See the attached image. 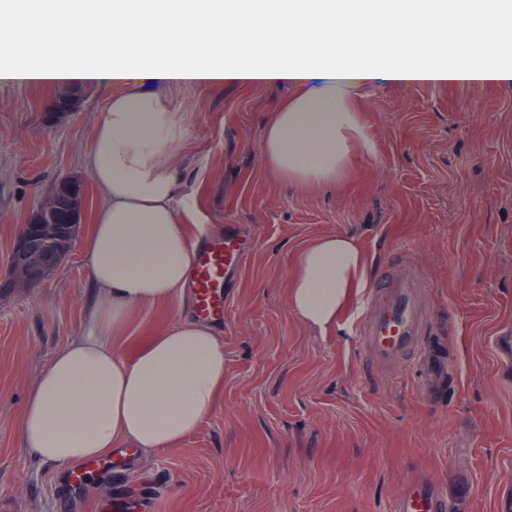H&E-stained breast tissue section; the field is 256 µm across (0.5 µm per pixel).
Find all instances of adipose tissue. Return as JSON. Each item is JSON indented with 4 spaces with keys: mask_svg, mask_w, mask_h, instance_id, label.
I'll list each match as a JSON object with an SVG mask.
<instances>
[{
    "mask_svg": "<svg viewBox=\"0 0 512 512\" xmlns=\"http://www.w3.org/2000/svg\"><path fill=\"white\" fill-rule=\"evenodd\" d=\"M346 17L350 36L329 40ZM412 22L410 34L397 25ZM59 20L49 61L10 63V31ZM272 38L246 51L244 34ZM156 32L140 44L142 31ZM512 81V0H39L0 19V82L122 86L96 125L87 168L103 195L81 240L95 299L84 333L40 373L23 406L24 444L61 465L116 448H172L211 416L224 390V342L180 314L133 353L118 339L136 313L183 302L195 247L177 204L183 115L151 84L288 82L270 113L265 167L310 193L345 181L375 142L358 94L404 87ZM370 258L351 234L320 235L296 254L287 303L309 331H335L368 285Z\"/></svg>",
    "mask_w": 512,
    "mask_h": 512,
    "instance_id": "ef3b65f1",
    "label": "adipose tissue"
}]
</instances>
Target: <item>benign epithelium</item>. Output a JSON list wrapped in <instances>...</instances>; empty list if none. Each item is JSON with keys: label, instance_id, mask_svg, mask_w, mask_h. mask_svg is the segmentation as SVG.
I'll return each instance as SVG.
<instances>
[{"label": "benign epithelium", "instance_id": "7a95c632", "mask_svg": "<svg viewBox=\"0 0 512 512\" xmlns=\"http://www.w3.org/2000/svg\"><path fill=\"white\" fill-rule=\"evenodd\" d=\"M57 235L54 224H22L14 239L7 274L0 286L29 289L43 284L62 261L52 246Z\"/></svg>", "mask_w": 512, "mask_h": 512}]
</instances>
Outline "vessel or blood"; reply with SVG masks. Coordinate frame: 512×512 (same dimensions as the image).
Masks as SVG:
<instances>
[{
	"mask_svg": "<svg viewBox=\"0 0 512 512\" xmlns=\"http://www.w3.org/2000/svg\"><path fill=\"white\" fill-rule=\"evenodd\" d=\"M244 237L234 227L204 239L195 249L190 288L195 312L202 318L224 316V294L231 273L237 269ZM425 283L405 265H395L374 281L364 295L354 331L371 365L395 373L412 369L418 394L428 401H442L448 390V354L433 345V329L422 294ZM503 376L512 375V328L500 330L493 339ZM130 455L82 463L67 470L64 479L80 490L91 474L131 465ZM448 498L430 479L416 478L394 503L392 512H447Z\"/></svg>",
	"mask_w": 512,
	"mask_h": 512,
	"instance_id": "b4317fda",
	"label": "vessel or blood"
}]
</instances>
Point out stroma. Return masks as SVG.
<instances>
[{
  "mask_svg": "<svg viewBox=\"0 0 512 512\" xmlns=\"http://www.w3.org/2000/svg\"><path fill=\"white\" fill-rule=\"evenodd\" d=\"M118 86L0 84V271L20 225L64 181L82 224L103 197L86 157ZM183 113L178 201L189 224H239L252 247L230 281L224 393L178 446L94 474L80 492L63 466L25 448L20 416L37 377L83 332L93 290L81 249L41 286L0 289V512H391L412 477L448 490L447 512H494L512 454V385L492 339L512 325V84L454 82L361 92L375 150L362 178L316 193L272 175L260 144L285 83L158 87ZM72 108L51 117L49 106ZM358 236L381 273L396 257L422 275L434 339L453 364L450 405L371 368L348 322L316 335L290 310L297 249L319 234Z\"/></svg>",
  "mask_w": 512,
  "mask_h": 512,
  "instance_id": "obj_1",
  "label": "stroma"
}]
</instances>
